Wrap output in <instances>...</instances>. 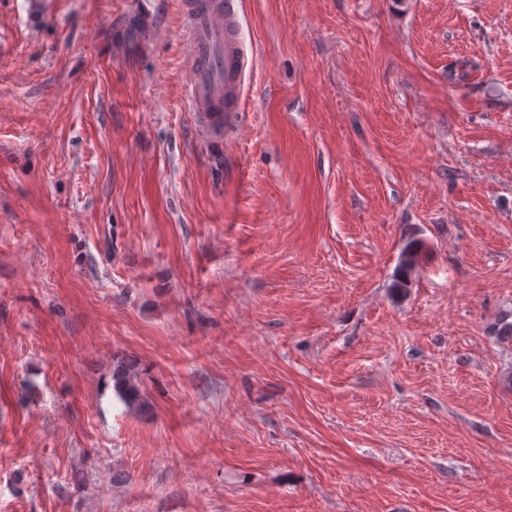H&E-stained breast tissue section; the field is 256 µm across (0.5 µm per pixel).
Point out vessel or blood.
<instances>
[{
  "label": "vessel or blood",
  "instance_id": "b4317fda",
  "mask_svg": "<svg viewBox=\"0 0 512 512\" xmlns=\"http://www.w3.org/2000/svg\"><path fill=\"white\" fill-rule=\"evenodd\" d=\"M181 14L189 46L186 103L202 132L216 140L226 116L240 109L256 54L241 37L235 0H183Z\"/></svg>",
  "mask_w": 512,
  "mask_h": 512
}]
</instances>
